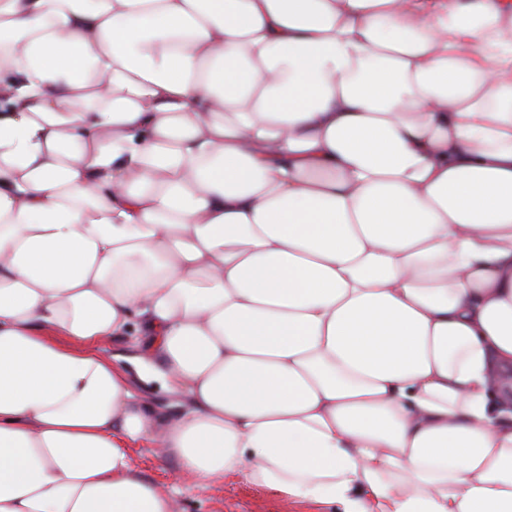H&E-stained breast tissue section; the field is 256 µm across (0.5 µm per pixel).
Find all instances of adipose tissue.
I'll use <instances>...</instances> for the list:
<instances>
[{
    "label": "adipose tissue",
    "mask_w": 512,
    "mask_h": 512,
    "mask_svg": "<svg viewBox=\"0 0 512 512\" xmlns=\"http://www.w3.org/2000/svg\"><path fill=\"white\" fill-rule=\"evenodd\" d=\"M139 444L512 512V0H0V512H178Z\"/></svg>",
    "instance_id": "adipose-tissue-1"
}]
</instances>
